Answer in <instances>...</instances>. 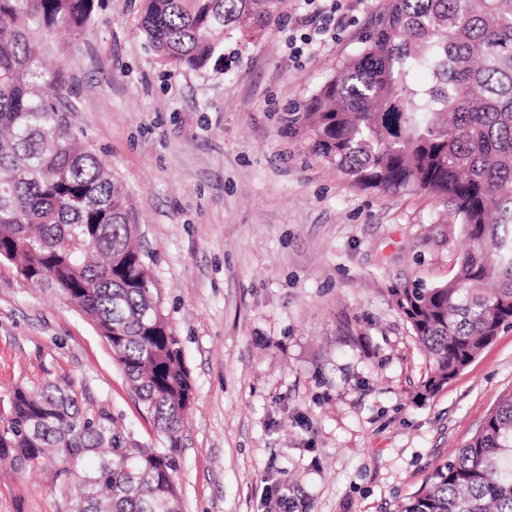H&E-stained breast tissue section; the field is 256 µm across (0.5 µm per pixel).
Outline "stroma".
I'll return each mask as SVG.
<instances>
[{"mask_svg": "<svg viewBox=\"0 0 512 512\" xmlns=\"http://www.w3.org/2000/svg\"><path fill=\"white\" fill-rule=\"evenodd\" d=\"M304 44L305 0L224 41L221 70L165 65L143 0H95L59 105L126 189L195 391L184 512H398L512 389V324L435 395L391 289L447 281L448 202L355 185L291 129L389 0H337ZM69 380L142 443L166 444L109 344L65 298L0 265V393ZM49 471L0 469V512H69Z\"/></svg>", "mask_w": 512, "mask_h": 512, "instance_id": "stroma-1", "label": "stroma"}]
</instances>
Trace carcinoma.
I'll list each match as a JSON object with an SVG mask.
<instances>
[{
  "label": "carcinoma",
  "instance_id": "carcinoma-1",
  "mask_svg": "<svg viewBox=\"0 0 512 512\" xmlns=\"http://www.w3.org/2000/svg\"><path fill=\"white\" fill-rule=\"evenodd\" d=\"M94 0H0V254L105 335L166 439L149 448L71 381L0 396V460L57 461L71 512H183L181 432L193 387L122 185L56 104L36 31L80 32ZM276 0H145L140 29L176 69L219 70L223 40L264 30ZM423 72L418 84L413 75ZM311 149L365 189L453 205L469 246L430 288H393L428 367L448 384L512 321V0H390L362 49L298 117ZM400 512H512V391Z\"/></svg>",
  "mask_w": 512,
  "mask_h": 512
}]
</instances>
